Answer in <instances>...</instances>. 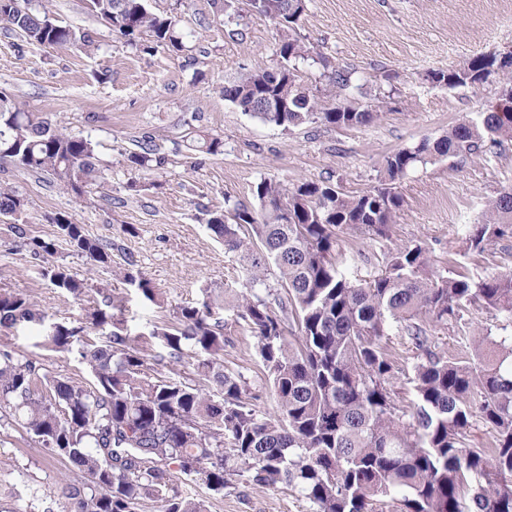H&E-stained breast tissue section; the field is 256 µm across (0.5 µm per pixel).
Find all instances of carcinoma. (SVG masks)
<instances>
[{
  "label": "carcinoma",
  "mask_w": 512,
  "mask_h": 512,
  "mask_svg": "<svg viewBox=\"0 0 512 512\" xmlns=\"http://www.w3.org/2000/svg\"><path fill=\"white\" fill-rule=\"evenodd\" d=\"M88 12L136 47L146 35L158 46L184 47L177 20L153 10L148 0H85ZM306 0H260L257 14L279 33L278 60L240 73L220 87L242 112L287 131L303 124L342 127L373 119L342 95L352 72L334 69L329 100L299 80V65L323 57L297 33ZM0 24L35 47L86 52L99 49L89 29L55 23L33 0H0ZM500 73L499 103L478 112L434 141L400 148L385 161L382 183L350 194L337 185L305 181L289 189L262 179L260 209L236 204L214 213L207 228L247 273L245 290L180 306L173 321L151 336L168 349L170 371L182 362L184 345L196 350L198 380L152 377L147 349L131 344L122 320L99 308L88 310L93 329L112 327L110 343L86 345L81 357L94 378L82 385L40 374L36 362L8 349L0 336V427L18 426L53 456L84 474L67 484L68 512H206L203 501L174 486L175 467L185 480L212 494L239 481L260 487L285 484L311 512H512V336H485L473 343L469 361L452 362L432 350L424 320L448 327L469 305L478 304L512 321V272L471 279L433 268L427 249L406 246L385 254L367 279L336 263L338 242L363 235L390 238L403 198L397 185L419 165L448 155L487 151L485 141L512 140V54L474 58L464 68L431 73L448 88L464 87ZM193 150L224 153L221 137L195 130ZM0 161L48 176L61 190L85 201L103 186L97 142L66 133L16 101L0 96ZM136 169L161 167L165 157L145 147L128 157ZM27 200L0 184V216L26 236L19 219ZM51 222L76 251L97 267L112 265V247L86 234L66 213ZM512 238V188L499 192L488 214L468 227L466 246L481 252L488 242ZM275 275L276 284L268 282ZM46 277L81 300L94 292L117 309L101 288L53 264ZM127 284L153 302L156 288L127 259ZM237 312L257 338L271 380L277 411L265 415L250 403L242 377L224 370V320L218 309ZM38 306L21 291L0 292V331L41 323ZM398 327L419 351L414 366L417 398L411 412L398 405L391 380L394 360L383 339ZM83 327L63 323L46 329L53 348L69 349ZM222 388L217 400L201 381ZM491 432L488 448L465 443L474 423Z\"/></svg>",
  "instance_id": "1"
}]
</instances>
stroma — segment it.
Wrapping results in <instances>:
<instances>
[{
    "label": "stroma",
    "mask_w": 512,
    "mask_h": 512,
    "mask_svg": "<svg viewBox=\"0 0 512 512\" xmlns=\"http://www.w3.org/2000/svg\"><path fill=\"white\" fill-rule=\"evenodd\" d=\"M171 12L189 35L182 51L139 46L88 14L85 0H49L59 24L95 32L100 48L86 54L35 47L0 29V92L25 109L73 134L99 141V166L108 181L91 203L70 195L40 175L13 167L0 173L28 201V236L56 243L54 255L37 256L23 246L9 225L0 223V289L20 290L37 302L45 323L64 321L81 330L79 343L59 352L44 336V325L24 323L8 332L18 354L43 363L51 372L92 383L80 356L82 343L102 344L107 331L83 328L88 301L54 288L45 275L60 263L91 287L122 298L121 318L131 340L148 342L150 356L163 354L149 334L171 320L173 310L193 304L202 289L234 293L246 274L206 226L210 213L227 203L254 209L261 179L294 186L324 181L356 194L377 186L385 159L422 139L434 140L477 112L494 105L502 90L497 76L451 89L433 83L436 70L461 68L482 55L512 52V0H306L302 37L314 43L323 64L305 63L303 84L327 93L328 71L348 69L353 83L347 96L377 107L372 123L350 128L304 124L285 131L245 115L219 92L243 69L277 59L279 40L271 21L249 13L218 19L210 0H149ZM218 134L224 152L190 150L189 128ZM152 139L166 159L159 168L136 170L127 157ZM512 186V141L480 157L448 156L412 170L400 185L403 205L389 241L356 235L341 245L343 257L360 277L378 268L383 252L416 244L427 248L435 269H451L474 279L512 271V238L494 241L480 253L467 251L466 225L504 188ZM68 212L93 238L112 246V265L92 268L89 260L58 240L49 218ZM134 258L159 291L157 302L144 300L122 278ZM224 366L239 372L256 397L257 410L274 414L277 401L263 369L257 339L235 311L224 310ZM512 334V324L494 311L474 305L459 320L436 333V352L465 358L466 339ZM399 370L393 384L404 409L416 399L413 366L417 351L404 331L393 329L385 341ZM75 468L45 454L21 430L0 428V487L15 489L13 512H23L30 490L54 492V512H65L60 490ZM204 499L207 512H309L297 491L286 486L236 483L223 495L190 488Z\"/></svg>",
    "instance_id": "1"
}]
</instances>
